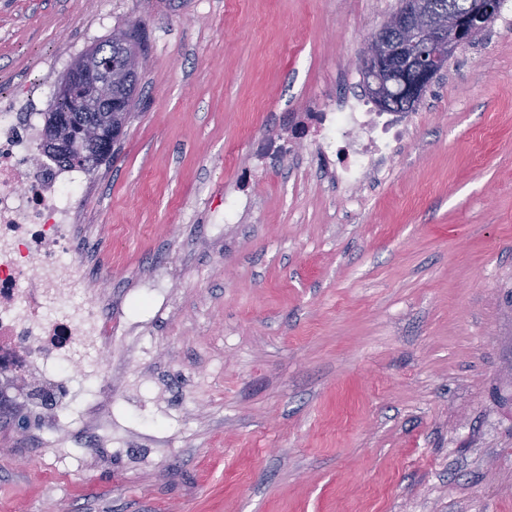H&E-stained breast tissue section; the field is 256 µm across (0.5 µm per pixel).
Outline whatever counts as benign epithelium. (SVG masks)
Instances as JSON below:
<instances>
[{"label": "benign epithelium", "mask_w": 512, "mask_h": 512, "mask_svg": "<svg viewBox=\"0 0 512 512\" xmlns=\"http://www.w3.org/2000/svg\"><path fill=\"white\" fill-rule=\"evenodd\" d=\"M500 11V0H468L467 7L439 19L428 0H401L400 7L367 39L358 67L367 91L376 97L380 108L391 106L387 93L402 88L408 105H415L421 93L448 65L457 49L485 31ZM125 71L142 68L146 58L137 39L130 35ZM112 82V52L100 50L86 63L73 68L59 87L58 96L75 98L83 112H119L117 120H130L131 104L107 98L101 91Z\"/></svg>", "instance_id": "benign-epithelium-1"}]
</instances>
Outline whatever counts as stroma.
<instances>
[{"label": "stroma", "mask_w": 512, "mask_h": 512, "mask_svg": "<svg viewBox=\"0 0 512 512\" xmlns=\"http://www.w3.org/2000/svg\"><path fill=\"white\" fill-rule=\"evenodd\" d=\"M398 5L0 0L1 93L56 91L93 26L146 50L88 201L135 327L101 355L112 439L44 447L18 379L0 512H512V29L449 60L381 183L339 189L308 119Z\"/></svg>", "instance_id": "1"}]
</instances>
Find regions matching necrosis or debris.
Listing matches in <instances>:
<instances>
[{
  "label": "necrosis or debris",
  "instance_id": "4bbe7bcc",
  "mask_svg": "<svg viewBox=\"0 0 512 512\" xmlns=\"http://www.w3.org/2000/svg\"><path fill=\"white\" fill-rule=\"evenodd\" d=\"M43 91L28 87L0 109V377L27 371L51 389L79 377L85 390L106 384L101 351L128 335L112 320V296L91 285L93 240L78 220L95 177L60 167L38 136ZM309 117L346 160L344 183H359L400 140L399 118L370 111L365 99Z\"/></svg>",
  "mask_w": 512,
  "mask_h": 512
}]
</instances>
